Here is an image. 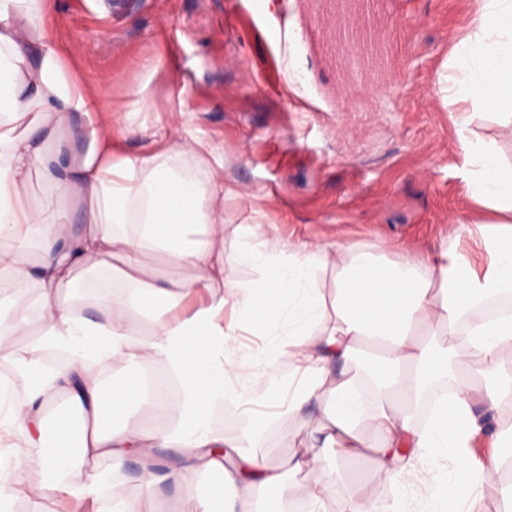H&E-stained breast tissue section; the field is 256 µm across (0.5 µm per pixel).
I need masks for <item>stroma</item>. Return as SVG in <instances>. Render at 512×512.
<instances>
[{
	"mask_svg": "<svg viewBox=\"0 0 512 512\" xmlns=\"http://www.w3.org/2000/svg\"><path fill=\"white\" fill-rule=\"evenodd\" d=\"M469 9L470 0H50L44 26L104 106L146 101L149 126L176 121L223 152L229 223L256 220L294 242L343 238L394 259L436 249L451 223L486 219L464 192L454 115L437 84ZM161 45L166 62L142 88L138 61ZM322 424L314 409L269 420L257 454L283 464L304 441L322 459L325 512L399 492L419 512L440 490L448 462L395 487L369 456L318 447ZM112 482L95 506L50 496L11 510L104 512L113 495L139 493L132 472Z\"/></svg>",
	"mask_w": 512,
	"mask_h": 512,
	"instance_id": "1",
	"label": "stroma"
}]
</instances>
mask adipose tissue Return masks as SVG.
Returning a JSON list of instances; mask_svg holds the SVG:
<instances>
[{
	"label": "adipose tissue",
	"mask_w": 512,
	"mask_h": 512,
	"mask_svg": "<svg viewBox=\"0 0 512 512\" xmlns=\"http://www.w3.org/2000/svg\"><path fill=\"white\" fill-rule=\"evenodd\" d=\"M44 8L45 0H0V236L14 242L0 250V274L38 292L37 310L0 317V357L28 375L20 398L0 382V408L26 446L43 450L36 483L21 460L0 464L11 498L52 491L93 504L108 481L95 463L116 471L131 458L142 490L113 499L112 512H156L160 482L202 475L214 481L187 512H256L260 495L276 504L295 495L322 512L320 458L297 449L285 470L251 455L259 427L230 438L219 425L228 407H276L296 418L314 402L322 447L343 458L370 453L376 474L391 483L448 460L444 487L426 498L425 512H482V489L497 471L474 472L467 449L488 436L512 457V420L501 415L512 400L504 376L512 359V164L470 124L483 111L512 127V0H471L438 74L459 115L465 193L492 215L481 229L484 261L445 244L394 260L345 240L285 244L254 223L232 231V272L219 250L232 193L223 154L190 135L150 131L138 120L148 109L141 102L113 104L112 128L76 136L71 113L94 111L98 101L47 34ZM31 112L35 120L17 132ZM116 129L155 150L127 152ZM36 172L50 188L37 201L26 190ZM151 253L190 275L159 278L145 260ZM116 259L120 281L102 294L95 317L60 304L75 272L98 273ZM240 268L254 278L237 276ZM330 268L329 293L318 276ZM135 315L148 318V339L131 338ZM31 330L36 340L18 354L11 337ZM422 331L433 342L419 339ZM366 339L379 343L373 381L357 359ZM48 350L66 352V364L48 369ZM93 360L110 371L129 363L157 369L166 386L151 391L133 376L105 383ZM284 364L297 384H276ZM159 418L166 426L155 427ZM161 448L181 449L180 459L160 465ZM290 470L302 481L288 482Z\"/></svg>",
	"instance_id": "1"
}]
</instances>
